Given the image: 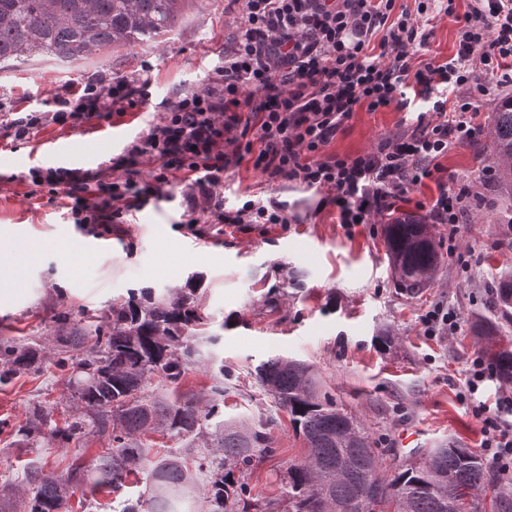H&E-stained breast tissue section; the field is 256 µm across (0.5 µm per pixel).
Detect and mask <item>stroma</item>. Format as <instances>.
<instances>
[{
    "mask_svg": "<svg viewBox=\"0 0 512 512\" xmlns=\"http://www.w3.org/2000/svg\"><path fill=\"white\" fill-rule=\"evenodd\" d=\"M470 0H454L437 15L417 61L445 63L455 56L459 17ZM178 23L155 44L104 51L70 65L33 62L0 71V339L39 345L43 369L0 385V420L24 423L35 402L55 404L54 418L71 411L67 375L50 361L56 352L53 314L103 316L131 290L153 287L157 297L195 288L207 318L197 341L200 357L188 366L178 391L205 397L217 371H224V416L270 423L271 457L253 469L251 498L260 504L279 497L288 465L304 455V442L272 395L257 367L274 357L311 365L336 406L359 419L384 452L382 467L414 459L420 448L451 440L479 447L480 407H495L512 384L495 381L462 398L465 372L487 345L475 336L479 318L497 321V343L512 348V321L493 304L499 278L512 274V198L499 189L488 139L455 145L440 157L445 171L472 178L467 223L438 224L434 233L445 264L421 294L398 290L386 255L383 227H344L321 194L299 183L266 182L249 162L224 175V205L277 199L288 209L286 224H208L196 237L184 223L182 193L150 201L113 225L108 249L88 257L97 233L69 220L47 199L28 198L23 176L34 166L60 167L50 147L65 142L81 156L90 148L107 158L123 153L146 133L164 102L182 90L200 88L232 42L236 15L227 0H181ZM133 76L148 71L151 96L136 111L77 126H43L16 140L6 126L10 114L52 103L62 88H80L102 71ZM428 105L370 111L360 108L324 149L357 156L379 141L412 127ZM455 309L461 328L452 337L426 335L422 319L438 305ZM73 449L54 443L39 448L13 445L0 434V486L27 492L26 465L37 460L62 472Z\"/></svg>",
    "mask_w": 512,
    "mask_h": 512,
    "instance_id": "stroma-1",
    "label": "stroma"
}]
</instances>
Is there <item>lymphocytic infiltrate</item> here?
<instances>
[{"label":"lymphocytic infiltrate","instance_id":"obj_1","mask_svg":"<svg viewBox=\"0 0 512 512\" xmlns=\"http://www.w3.org/2000/svg\"><path fill=\"white\" fill-rule=\"evenodd\" d=\"M240 18L233 46L199 89L176 93L159 120L125 155L94 170L31 168L27 180L49 200L63 201L70 220L111 232L130 211L184 186L183 215L197 229L202 214L218 224H285L277 203L247 201L224 208V173L244 160L273 182H298L322 191L344 224H377L424 179L438 194L426 211L436 224L464 221L470 180L436 173L449 145L474 144L483 134L480 101L488 93L478 73L505 72L512 86V0H471L451 61L412 68L447 0H230ZM378 51H370L371 41ZM471 95L449 104L448 86ZM148 73L93 75L79 90L56 96L53 112L33 110L11 120L23 140L47 121L75 123L123 115L149 99ZM429 102L411 130L382 140L374 151L327 156L323 150L360 107L404 105L408 94ZM251 132L240 140L239 131ZM146 175H137L141 163ZM498 416L483 421L481 446L492 465L512 472V396Z\"/></svg>","mask_w":512,"mask_h":512}]
</instances>
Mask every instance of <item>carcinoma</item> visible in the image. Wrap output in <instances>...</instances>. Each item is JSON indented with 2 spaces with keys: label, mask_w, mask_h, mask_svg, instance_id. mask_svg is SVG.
Listing matches in <instances>:
<instances>
[{
  "label": "carcinoma",
  "mask_w": 512,
  "mask_h": 512,
  "mask_svg": "<svg viewBox=\"0 0 512 512\" xmlns=\"http://www.w3.org/2000/svg\"><path fill=\"white\" fill-rule=\"evenodd\" d=\"M179 0H0V70L37 56L72 63L106 48L157 41L177 21ZM498 160V181L512 195V99L495 108L489 133ZM423 218H394L385 225L389 264L400 289L415 295L427 287L443 257ZM502 315L512 314V279L494 292ZM59 339L54 365L69 375L77 412L63 425L52 422L37 405L29 422L11 428L19 448L43 442L81 447L87 438L108 441L88 468L74 458L64 475L38 461L27 468L28 496L23 512H68L78 486L90 494L118 492L130 475H145L144 500L123 503L121 512H180L177 505L203 493L201 512H248V475L273 454L270 422L222 419L224 378L216 379L205 400L194 395L168 399L146 390L177 385L195 362L196 336L206 325L195 289L178 290L158 300L144 286L112 303L106 319L80 326L68 314L53 316ZM497 375L512 382V350L492 353ZM37 348L0 340V384L40 368ZM259 381L271 389L276 408L305 444L303 458L288 466L281 497L288 512H316L318 499L339 512H360L359 490L368 484L378 512H448V499L465 498L472 512H512V481L491 479L481 452L450 440L421 453L422 461L380 475L379 452L361 423L336 408L312 367L275 357L257 368ZM197 440L208 437L210 452L187 456H150V434Z\"/></svg>",
  "instance_id": "cac0c4a2"
}]
</instances>
